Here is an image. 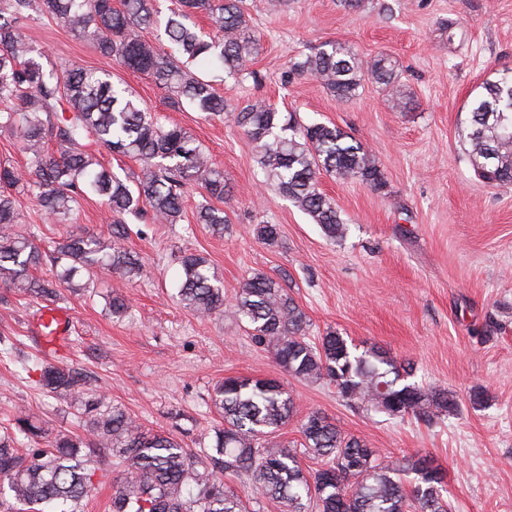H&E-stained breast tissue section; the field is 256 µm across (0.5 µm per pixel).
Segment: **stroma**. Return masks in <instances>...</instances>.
Listing matches in <instances>:
<instances>
[{
    "label": "stroma",
    "mask_w": 512,
    "mask_h": 512,
    "mask_svg": "<svg viewBox=\"0 0 512 512\" xmlns=\"http://www.w3.org/2000/svg\"><path fill=\"white\" fill-rule=\"evenodd\" d=\"M261 44L243 81L211 71L217 93L234 105L265 99L301 120L335 124L366 144L387 185L322 177L349 224L345 240L264 185L255 148L229 116L171 109L145 75L102 58L47 19H20L24 38L47 67L111 70L155 112L185 127L223 171L230 223L216 235L195 219L204 191L189 189L178 224L143 220L124 244L146 276L99 273L90 287L62 290L72 317L67 345L44 347L36 321L46 302L0 282V422L31 410L49 436L83 435L75 410L38 383L32 358L85 372L90 393L124 408L145 429L163 431L192 451L210 447L224 420L214 388L227 376L274 378L292 396L296 417L276 440L299 446L300 420L319 410L349 434L369 439L384 461L430 456L445 475L452 512H512V185L487 184L464 153L469 105L485 81L512 71V0H249ZM328 41L359 57L389 56L411 95L396 108L372 79L337 101L316 80L283 83L290 65ZM19 228L46 245L70 234L108 236L113 217L97 198L82 200L72 223L57 224L36 199L20 195ZM278 225L279 242L254 239L260 221ZM207 253L227 306L196 318L177 297L180 257ZM286 279L310 319L308 337L333 330L358 349L377 345L414 365L421 385L448 391L453 414L428 425L348 405L333 385L290 377L251 340L231 304L255 272ZM126 298L116 319L104 297ZM482 402H475V395Z\"/></svg>",
    "instance_id": "1"
}]
</instances>
